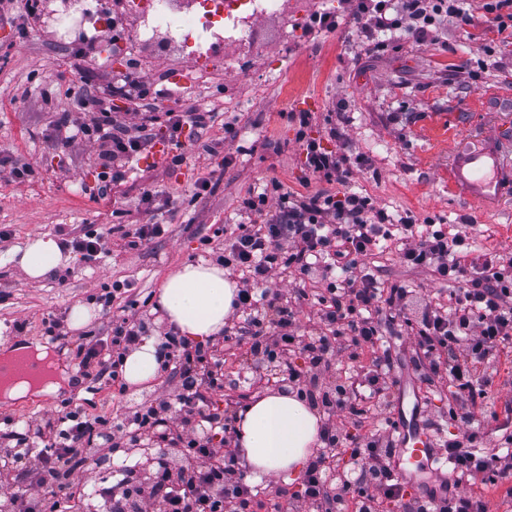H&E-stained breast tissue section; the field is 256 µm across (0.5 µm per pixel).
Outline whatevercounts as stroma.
<instances>
[{
  "mask_svg": "<svg viewBox=\"0 0 512 512\" xmlns=\"http://www.w3.org/2000/svg\"><path fill=\"white\" fill-rule=\"evenodd\" d=\"M291 2L292 27L276 17L257 19L258 55L246 57L241 69L217 70L207 82L172 85L174 73L189 69V61L149 56L140 80L173 93L149 105L159 119L152 147L135 159L123 184L97 200L79 186L95 185L98 148L64 144L58 120L76 111L83 88L103 90L126 76L136 49H117L101 36L97 55L82 59L81 36L58 44L40 19L20 9L0 19V357L17 346H45L62 379L51 395L11 400L0 394V453L16 448L11 432L25 425L52 438L57 418L69 408L109 419L157 396H175L174 382L163 373L148 387L122 391L98 366L77 373V346L105 336L112 319L125 312L141 320L147 335H164L168 327L152 308L166 277L187 262H216L225 231L255 221L243 199L269 180H278L286 193L356 191L375 207L410 214L419 224L428 218L447 225L466 220L476 250L512 253V199L486 213L448 190V149L458 137H477L497 123L503 137L512 140V44L496 45L492 62L472 63L475 78H464L454 71L464 57L454 25H446L432 45L399 34L379 47L360 36L350 18L351 0ZM318 12L333 13L337 28L311 27ZM197 111L213 113L214 122L204 130L183 122V163L174 166L159 158L158 148L170 143L168 113ZM303 112L310 116L309 136L324 149L362 156L347 183L309 175L293 120ZM228 125L237 131L231 141L224 137ZM14 163L31 164L33 175L13 181ZM203 180L210 187L197 192ZM146 188L155 193L149 208L140 201ZM147 222L165 225L164 236L127 249L122 233ZM90 231L102 234L107 254L90 261L72 252L69 265L41 281H27L11 259L34 235L62 241ZM206 237L211 245H203ZM363 263L378 279L412 289L419 301L435 297L444 303L455 289L407 266L394 245ZM116 281L121 290L111 308L103 309L99 297ZM77 304L95 312L79 329L69 323ZM53 319L60 321L65 341L54 343L47 335ZM383 334L392 365L381 405L363 426L340 413L334 423L366 437L387 426L401 407L418 411L422 425L439 438L466 429L449 418L453 406L474 411L485 448L512 434V357L479 365L477 378L491 383L484 398L474 401L448 378L431 377L429 361L404 321L384 327ZM203 348L209 370L225 382L212 395L216 407L234 413L255 396L278 389L276 368L257 365L246 347H228L219 337ZM458 491L482 498L487 512H512V477L492 483L478 476L462 481Z\"/></svg>",
  "mask_w": 512,
  "mask_h": 512,
  "instance_id": "1",
  "label": "stroma"
}]
</instances>
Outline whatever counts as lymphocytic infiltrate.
Segmentation results:
<instances>
[{"mask_svg": "<svg viewBox=\"0 0 512 512\" xmlns=\"http://www.w3.org/2000/svg\"><path fill=\"white\" fill-rule=\"evenodd\" d=\"M353 16L369 40L400 31L426 44L435 39L444 22L452 20L463 40L477 43L479 52L493 50L491 43L476 42L470 33L473 16L464 0H356ZM79 110L77 119L63 113L59 126L68 132L67 143L99 144L101 171L96 190L103 197L112 185L124 181L130 163L151 146L155 118L141 112L129 119L107 109L105 99L89 91L82 96ZM303 150L312 175L329 183L347 182L353 167L348 156L324 150L313 139L304 140ZM279 190L274 181L250 192L243 206L257 216V223L224 241V265L239 279L234 307L241 322L234 341L248 343L253 353L284 365L285 380L295 385L307 376L329 371L343 340L376 350L369 372L351 375L321 400L325 412L339 409L364 422L366 403L380 393L381 374L391 365L390 354L383 349L382 328L404 317L411 291L400 283L377 280L360 269L359 260L382 243L397 241L405 263L456 284L448 303L428 300L422 304L416 316L417 345L428 357L434 376L448 375L459 389L476 394L477 364L512 347V256L488 252L482 261H474V247L463 231L418 224L409 215L393 218L354 191L288 194L278 211L268 214V198ZM288 270L303 277L315 271L320 274L319 291L302 288L297 292L298 299H313L318 334L298 336L292 304L282 302L278 292L266 287ZM141 335L134 319L113 320L110 336L81 344L80 368L97 364L106 372L119 369ZM159 348L163 370L177 381L182 429H168L163 416L168 402L163 397L113 423L78 409L67 411L51 443L36 454L35 467L15 465L14 479L22 491L11 498V512H78L83 493L78 484H59L48 499L41 494L42 488L54 483L59 466L79 470L85 464L86 449L97 447L99 439L115 449L133 448L148 431L160 444L180 449V456L159 461L147 490L136 470H127L122 491H108L106 512H250L258 491L236 476L235 452L224 447L221 436L232 420L211 406L209 393L219 383L199 376L204 350L189 348L171 332L162 336ZM294 352L303 356V366L289 364ZM320 439L321 449L306 469L301 493L275 503L274 512H297L303 504L311 512H379L387 501L400 504L403 512H486L485 503L472 496L405 497L391 470L392 450L383 438L373 435L362 442L328 422ZM481 443L479 432L472 430L445 442L457 480L486 472L497 480L511 477L512 436H505L493 454L483 450ZM346 454L356 459L358 468L340 481L335 463Z\"/></svg>", "mask_w": 512, "mask_h": 512, "instance_id": "1", "label": "lymphocytic infiltrate"}]
</instances>
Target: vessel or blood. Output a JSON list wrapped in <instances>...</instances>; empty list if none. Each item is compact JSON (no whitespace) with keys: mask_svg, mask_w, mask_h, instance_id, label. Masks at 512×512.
I'll return each instance as SVG.
<instances>
[{"mask_svg":"<svg viewBox=\"0 0 512 512\" xmlns=\"http://www.w3.org/2000/svg\"><path fill=\"white\" fill-rule=\"evenodd\" d=\"M448 187L467 203L497 205L512 196V160L492 140L455 144L448 154ZM393 423L392 471L396 479L420 495L440 493V454L435 439L405 413H398Z\"/></svg>","mask_w":512,"mask_h":512,"instance_id":"vessel-or-blood-1","label":"vessel or blood"}]
</instances>
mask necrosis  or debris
Listing matches in <instances>:
<instances>
[{
	"label": "necrosis or debris",
	"instance_id": "obj_1",
	"mask_svg": "<svg viewBox=\"0 0 512 512\" xmlns=\"http://www.w3.org/2000/svg\"><path fill=\"white\" fill-rule=\"evenodd\" d=\"M113 5L134 17L137 47L205 66L227 44L241 55L254 53L256 18L288 17V0H113Z\"/></svg>",
	"mask_w": 512,
	"mask_h": 512
}]
</instances>
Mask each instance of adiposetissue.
I'll return each mask as SVG.
<instances>
[{"instance_id": "obj_1", "label": "adipose tissue", "mask_w": 512, "mask_h": 512, "mask_svg": "<svg viewBox=\"0 0 512 512\" xmlns=\"http://www.w3.org/2000/svg\"><path fill=\"white\" fill-rule=\"evenodd\" d=\"M12 258L31 281L69 262L60 244L46 235L29 239ZM236 294L223 267L187 263L163 283L158 320L186 338L214 339L224 331ZM159 367L158 341L151 336L125 356L122 372L129 384L138 385L154 378ZM320 425L316 408L297 394L270 391L250 400L237 414L233 440L245 478L284 475L303 465L317 451Z\"/></svg>"}]
</instances>
